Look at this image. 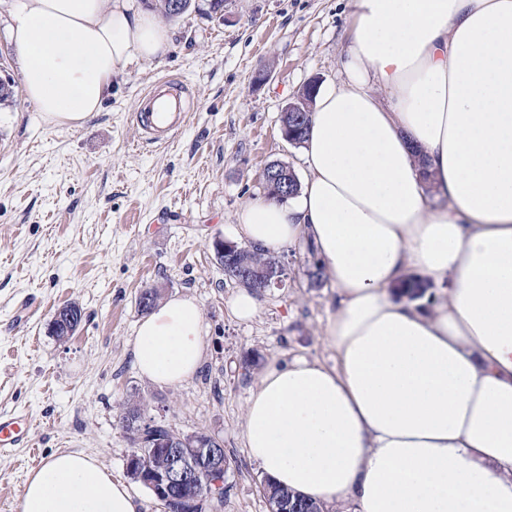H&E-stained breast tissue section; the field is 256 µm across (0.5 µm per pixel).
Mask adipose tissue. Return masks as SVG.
I'll use <instances>...</instances> for the list:
<instances>
[{"label": "adipose tissue", "mask_w": 512, "mask_h": 512, "mask_svg": "<svg viewBox=\"0 0 512 512\" xmlns=\"http://www.w3.org/2000/svg\"><path fill=\"white\" fill-rule=\"evenodd\" d=\"M340 82L313 100L295 197H262L231 234L307 246L336 310L334 366L261 370L248 455L271 483L352 512H512V0H350ZM8 28L49 126L100 112L112 78L163 58L169 33L134 0H18ZM434 298H394L410 277ZM201 311L172 297L142 319L137 371L199 369ZM23 512H138L95 459L30 470Z\"/></svg>", "instance_id": "obj_1"}]
</instances>
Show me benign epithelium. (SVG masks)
<instances>
[{
  "label": "benign epithelium",
  "mask_w": 512,
  "mask_h": 512,
  "mask_svg": "<svg viewBox=\"0 0 512 512\" xmlns=\"http://www.w3.org/2000/svg\"><path fill=\"white\" fill-rule=\"evenodd\" d=\"M318 84L309 83L296 100L288 103L285 112L310 111L311 92ZM286 275V269L278 259L261 272L266 288L279 286ZM152 447L161 448L168 456L166 469L161 474L140 477L155 495L172 503L177 512H198L210 506L212 500L224 496V455L218 448H195L192 440L171 441L158 435L153 436Z\"/></svg>",
  "instance_id": "benign-epithelium-1"
}]
</instances>
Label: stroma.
<instances>
[{
    "label": "stroma",
    "mask_w": 512,
    "mask_h": 512,
    "mask_svg": "<svg viewBox=\"0 0 512 512\" xmlns=\"http://www.w3.org/2000/svg\"><path fill=\"white\" fill-rule=\"evenodd\" d=\"M166 26L169 52L126 67L81 126L44 125L20 91L0 107V409L31 421L30 447L0 454V512H22L35 454L79 452L127 480L131 442L116 407L138 398L176 432L223 441L231 465L218 512H269L242 435L259 366L296 356L335 363L324 341L333 291L311 281L310 250H279L287 279L260 293L257 315L241 322L228 306L238 285L212 243L264 196L269 164L300 171L281 111L310 80L341 79L353 41L347 0H226L217 13L210 0H192ZM265 68L271 80L253 89ZM163 77L184 83L190 110L181 132L150 145L134 105ZM147 288L193 297L201 310V366L175 386L134 367ZM67 304L84 317L61 341L51 320Z\"/></svg>",
    "instance_id": "35a3bbf8"
}]
</instances>
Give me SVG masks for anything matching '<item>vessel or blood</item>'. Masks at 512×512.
<instances>
[{
    "instance_id": "b4317fda",
    "label": "vessel or blood",
    "mask_w": 512,
    "mask_h": 512,
    "mask_svg": "<svg viewBox=\"0 0 512 512\" xmlns=\"http://www.w3.org/2000/svg\"><path fill=\"white\" fill-rule=\"evenodd\" d=\"M185 92L183 85L166 79L138 100L135 120L149 141L166 142L185 126L188 110ZM29 432L30 422L25 414L16 410L0 411V453L27 445Z\"/></svg>"
}]
</instances>
